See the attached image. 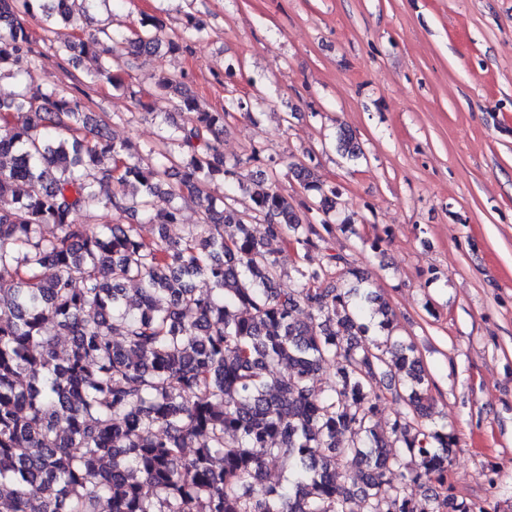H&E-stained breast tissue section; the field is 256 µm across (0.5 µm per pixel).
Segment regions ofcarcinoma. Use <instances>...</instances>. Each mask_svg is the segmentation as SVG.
<instances>
[{
    "mask_svg": "<svg viewBox=\"0 0 512 512\" xmlns=\"http://www.w3.org/2000/svg\"><path fill=\"white\" fill-rule=\"evenodd\" d=\"M35 1L57 55L97 60L93 82L121 86L119 72L164 42L189 51L160 21L126 36L112 15L94 19L95 0H0V74L18 79L0 101V512H489L448 493L457 440L425 425L423 361L394 336L364 272L328 246L336 188L289 163L317 192L301 214L277 171L243 180L259 150L227 163L225 113L169 76L156 85L182 122L143 151L115 142L79 101L21 80L36 63L22 19ZM337 142L362 155L351 130L338 128ZM217 178L220 207L204 193ZM184 200L205 219L174 241L167 226ZM76 212L139 213L156 233L96 230ZM255 220L266 238L247 230ZM272 241L321 263L289 277ZM49 325L70 339L63 356ZM388 399L404 410L381 429ZM268 459L288 470L286 485L266 483ZM410 483L426 486L424 500Z\"/></svg>",
    "mask_w": 512,
    "mask_h": 512,
    "instance_id": "obj_1",
    "label": "carcinoma"
}]
</instances>
